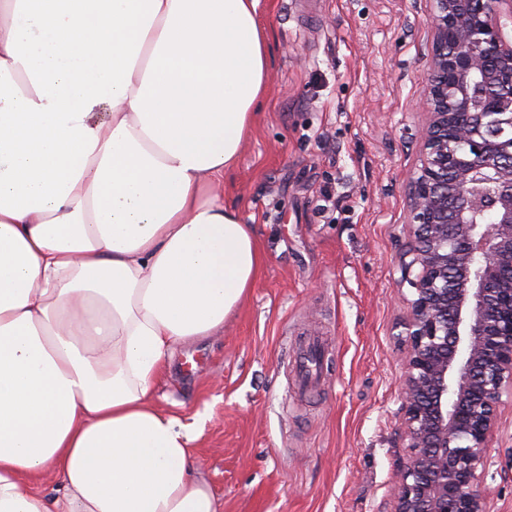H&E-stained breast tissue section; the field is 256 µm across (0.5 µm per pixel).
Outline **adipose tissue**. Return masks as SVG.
<instances>
[{"label":"adipose tissue","instance_id":"1","mask_svg":"<svg viewBox=\"0 0 512 512\" xmlns=\"http://www.w3.org/2000/svg\"><path fill=\"white\" fill-rule=\"evenodd\" d=\"M259 5L0 0V512H218L155 383L267 260L224 203Z\"/></svg>","mask_w":512,"mask_h":512}]
</instances>
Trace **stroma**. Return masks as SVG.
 I'll return each instance as SVG.
<instances>
[{
	"label": "stroma",
	"mask_w": 512,
	"mask_h": 512,
	"mask_svg": "<svg viewBox=\"0 0 512 512\" xmlns=\"http://www.w3.org/2000/svg\"><path fill=\"white\" fill-rule=\"evenodd\" d=\"M426 10L425 0H261L267 91L224 201L256 226L267 262L223 333L179 347L156 383L159 406L197 433L220 512L393 508ZM304 333L328 351L312 399L294 388L291 346ZM487 455V512H512V396Z\"/></svg>",
	"instance_id": "1"
}]
</instances>
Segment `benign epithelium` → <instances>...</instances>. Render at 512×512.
Returning a JSON list of instances; mask_svg holds the SVG:
<instances>
[{
  "instance_id": "1",
  "label": "benign epithelium",
  "mask_w": 512,
  "mask_h": 512,
  "mask_svg": "<svg viewBox=\"0 0 512 512\" xmlns=\"http://www.w3.org/2000/svg\"><path fill=\"white\" fill-rule=\"evenodd\" d=\"M427 17L393 512H486L481 472L512 393V0H427Z\"/></svg>"
}]
</instances>
